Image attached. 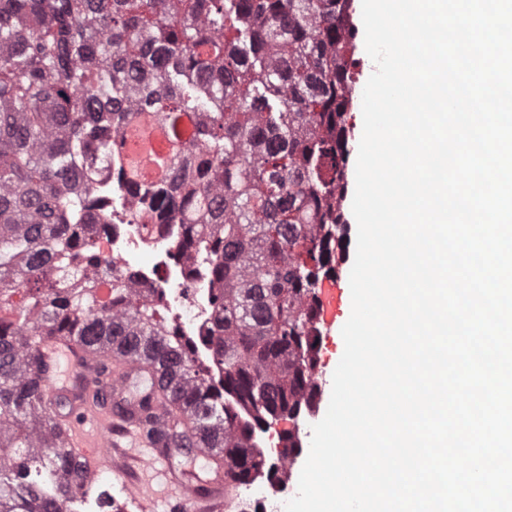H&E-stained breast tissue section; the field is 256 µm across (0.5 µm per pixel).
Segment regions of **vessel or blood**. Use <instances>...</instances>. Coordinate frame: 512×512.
Wrapping results in <instances>:
<instances>
[{"mask_svg": "<svg viewBox=\"0 0 512 512\" xmlns=\"http://www.w3.org/2000/svg\"><path fill=\"white\" fill-rule=\"evenodd\" d=\"M350 313V290L333 280L323 282L317 317L321 327L333 331ZM40 350L48 364L42 380L48 398L65 396L72 404L71 414L64 419L63 437L78 464L94 473L109 470L119 474L129 498L140 505L142 512H152L159 499L166 502L169 512H184L190 501L195 502L198 512H217L219 496L200 498L190 480L171 477L163 491H155L146 473L164 467L167 451L160 444L146 441L127 415L93 400L91 391L96 387L108 399L124 398L128 383L143 377L142 365L128 362L118 373L103 377L96 359L81 342L45 340ZM62 355L70 367L63 384L58 381V358Z\"/></svg>", "mask_w": 512, "mask_h": 512, "instance_id": "vessel-or-blood-1", "label": "vessel or blood"}]
</instances>
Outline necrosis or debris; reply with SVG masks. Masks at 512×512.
<instances>
[{
	"label": "necrosis or debris",
	"mask_w": 512,
	"mask_h": 512,
	"mask_svg": "<svg viewBox=\"0 0 512 512\" xmlns=\"http://www.w3.org/2000/svg\"><path fill=\"white\" fill-rule=\"evenodd\" d=\"M123 217L122 210H115L112 232L103 241L113 274L132 271L137 283L162 293L181 334L196 339V363L209 364L212 345L199 335L200 328L215 317L209 276L204 267L175 257L173 243L182 233L181 225L127 224ZM287 489V484L257 476L238 493L241 512H277L276 503Z\"/></svg>",
	"instance_id": "obj_1"
}]
</instances>
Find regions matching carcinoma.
<instances>
[{"instance_id":"cac0c4a2","label":"carcinoma","mask_w":512,"mask_h":512,"mask_svg":"<svg viewBox=\"0 0 512 512\" xmlns=\"http://www.w3.org/2000/svg\"><path fill=\"white\" fill-rule=\"evenodd\" d=\"M353 0H0V512H75L95 475L71 460L41 400L37 344L58 336L162 372L136 389L140 428L167 403L224 482L265 472L252 443L314 398L316 285L345 223ZM176 145L135 179L128 127ZM125 187L143 224L181 219L176 254L209 267L203 326L224 384L195 363L161 294L104 284L101 238Z\"/></svg>"}]
</instances>
